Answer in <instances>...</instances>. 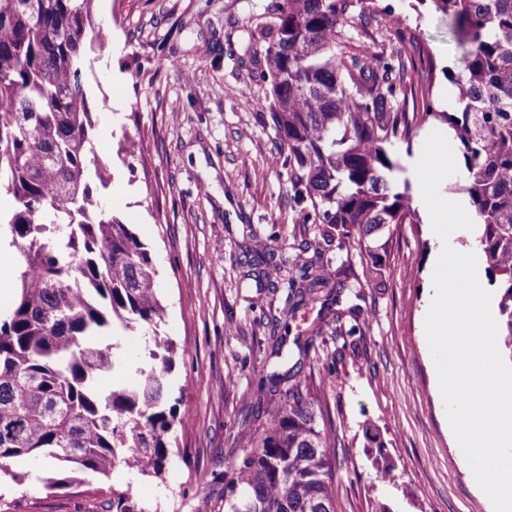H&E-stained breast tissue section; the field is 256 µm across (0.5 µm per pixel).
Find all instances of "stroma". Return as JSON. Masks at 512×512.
<instances>
[{"label":"stroma","instance_id":"1","mask_svg":"<svg viewBox=\"0 0 512 512\" xmlns=\"http://www.w3.org/2000/svg\"><path fill=\"white\" fill-rule=\"evenodd\" d=\"M264 0H97L95 20L108 29L99 59L85 80L96 126L94 150L112 164L103 200L146 244L158 271L164 315L161 334L175 345L169 380L186 420L174 426L160 476L116 467L109 476L47 490L53 461L18 458L0 472V502L9 512H107L113 490L130 489L145 512H224L235 466L246 450L243 425L262 429L266 417L250 413L263 377L286 371L270 355V334L309 344L302 369L323 385L321 421L336 438V512H371L376 501L405 489L401 512H492L456 451L424 319L433 296L432 273L441 242L433 233L419 185L413 205L421 221L402 225L380 280L365 273L356 246L329 248L331 265L349 260L359 292L343 291L340 308L354 307L362 332L337 333L318 306L283 320L284 292L258 288L243 263L249 230L295 239L321 240L303 229L292 208L286 170L277 152L268 113L246 106L262 98L259 70L250 62L248 32ZM384 18L402 16L436 63L433 100L450 110L456 88L446 78L463 50L448 20L431 10L415 12L411 0H375ZM133 138L141 149L120 153ZM123 366L104 373L132 379L148 367L149 338L142 331L104 334ZM378 425L383 448L367 445L366 422ZM382 454L398 485L383 482L371 466Z\"/></svg>","mask_w":512,"mask_h":512}]
</instances>
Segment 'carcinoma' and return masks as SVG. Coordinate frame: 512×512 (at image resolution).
I'll list each match as a JSON object with an SVG mask.
<instances>
[{"label": "carcinoma", "mask_w": 512, "mask_h": 512, "mask_svg": "<svg viewBox=\"0 0 512 512\" xmlns=\"http://www.w3.org/2000/svg\"><path fill=\"white\" fill-rule=\"evenodd\" d=\"M96 0H0V226L21 261L11 308L0 316V471L19 457L59 464L46 488L103 476L121 465L161 475L167 433L181 421L168 375L174 346L156 327L164 307L147 245L98 198L112 173L93 150L85 69L109 34L94 22ZM368 0H267L250 39L263 48L261 79L278 160L288 169L301 224L324 243L354 242L381 276L403 224L421 223L400 146L431 118L448 123L463 160L457 189L478 224L500 336L512 358V0H417L448 18L466 47L454 112L433 107L435 62L400 35L392 59L353 42L371 26ZM279 256L268 243L245 249L257 274L271 267L288 288L283 315L321 304L350 286L323 250L299 245ZM153 328L156 361L135 382L102 392L97 377L120 359L89 340L112 328ZM261 384L278 397L265 429H246L248 448L225 512H335L330 449L318 423L320 388L300 379L308 347ZM112 512H135L129 490L112 491Z\"/></svg>", "instance_id": "obj_1"}]
</instances>
